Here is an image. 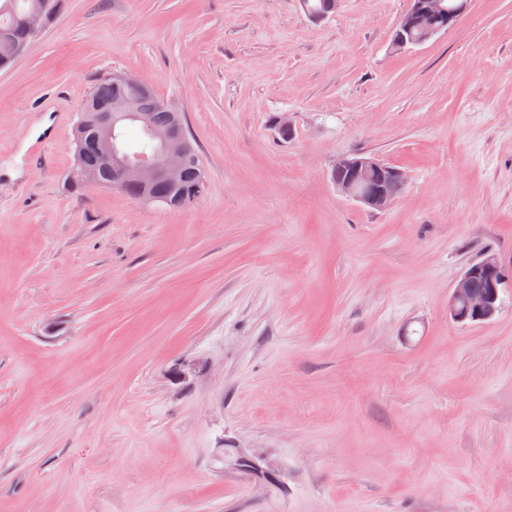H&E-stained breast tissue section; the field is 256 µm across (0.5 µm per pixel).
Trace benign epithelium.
Wrapping results in <instances>:
<instances>
[{"label": "benign epithelium", "instance_id": "1", "mask_svg": "<svg viewBox=\"0 0 512 512\" xmlns=\"http://www.w3.org/2000/svg\"><path fill=\"white\" fill-rule=\"evenodd\" d=\"M455 24V15L443 16L441 0H409L407 13L394 33L392 46L400 50L420 46ZM415 27L424 29L418 38L411 36ZM128 122L138 124L149 135L152 151L138 154L125 147L117 133ZM92 138L106 167L112 171L108 186L115 189L130 183L174 186L186 164L197 161L179 123L159 128L153 122L152 113L135 101L116 102L100 115ZM382 169L397 183L406 184L403 170L365 154L339 159L331 180L341 194L369 209L381 211L396 200L394 195L369 188L376 173ZM511 284L512 271L505 269L497 255L485 253L478 262L469 264L455 282L448 299L449 318L465 324L493 319L501 309L503 290Z\"/></svg>", "mask_w": 512, "mask_h": 512}]
</instances>
